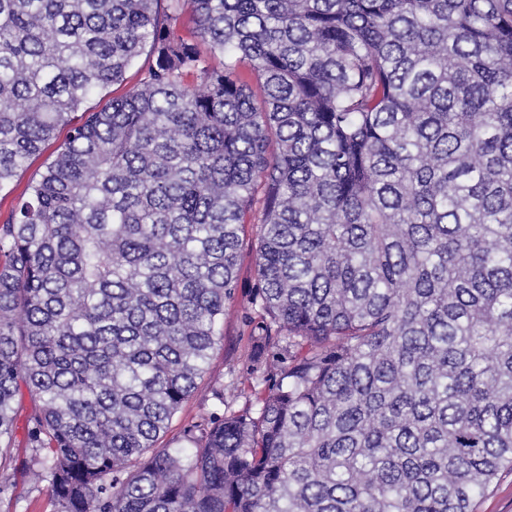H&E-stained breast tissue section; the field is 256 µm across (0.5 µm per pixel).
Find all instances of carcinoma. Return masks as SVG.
<instances>
[{"mask_svg": "<svg viewBox=\"0 0 512 512\" xmlns=\"http://www.w3.org/2000/svg\"><path fill=\"white\" fill-rule=\"evenodd\" d=\"M61 126L0 225V470L52 512H474L512 469V0H0V190ZM252 218L245 406L158 448Z\"/></svg>", "mask_w": 512, "mask_h": 512, "instance_id": "cac0c4a2", "label": "carcinoma"}]
</instances>
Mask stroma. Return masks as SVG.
Listing matches in <instances>:
<instances>
[{"instance_id":"35a3bbf8","label":"stroma","mask_w":512,"mask_h":512,"mask_svg":"<svg viewBox=\"0 0 512 512\" xmlns=\"http://www.w3.org/2000/svg\"><path fill=\"white\" fill-rule=\"evenodd\" d=\"M67 135V129L58 130L55 138L46 144L40 154L29 160L26 169L10 187L0 191V223L7 219L17 197L25 191L30 180L54 158ZM258 233V225H247L239 252L237 290L234 298L225 304L222 334L205 373L198 379L195 390L184 401L168 430L158 439V447L181 446L184 427L196 421L201 414L222 412L223 402H231L236 409L243 405L242 400L234 399L233 394L235 387L246 376V360L253 344L248 323L252 310L248 301L257 286L255 242Z\"/></svg>"}]
</instances>
